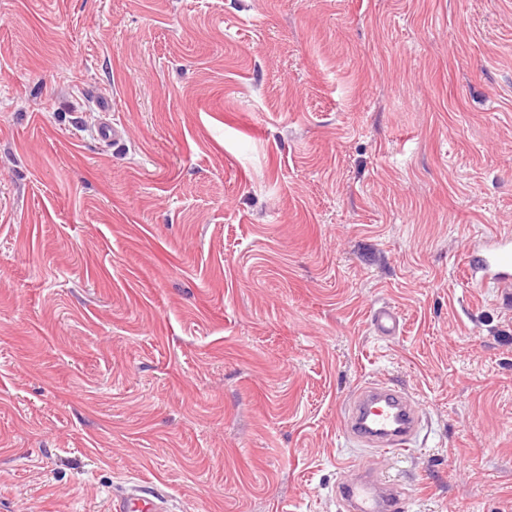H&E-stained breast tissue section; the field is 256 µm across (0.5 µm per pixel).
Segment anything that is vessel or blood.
<instances>
[{
	"label": "vessel or blood",
	"mask_w": 512,
	"mask_h": 512,
	"mask_svg": "<svg viewBox=\"0 0 512 512\" xmlns=\"http://www.w3.org/2000/svg\"><path fill=\"white\" fill-rule=\"evenodd\" d=\"M468 278L485 286L512 292V238L488 235L475 248L465 267ZM379 336L396 335L401 327L398 312L377 308L371 318ZM421 428L419 413L398 389L379 383L359 387L343 407V430L363 447L384 453L404 450ZM344 512H405L406 493L401 484L365 473L344 483L338 493ZM112 512H169L161 489L138 484L121 488L111 497Z\"/></svg>",
	"instance_id": "obj_1"
}]
</instances>
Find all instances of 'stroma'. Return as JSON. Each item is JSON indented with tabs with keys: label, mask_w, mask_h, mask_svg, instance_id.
I'll return each instance as SVG.
<instances>
[{
	"label": "stroma",
	"mask_w": 512,
	"mask_h": 512,
	"mask_svg": "<svg viewBox=\"0 0 512 512\" xmlns=\"http://www.w3.org/2000/svg\"><path fill=\"white\" fill-rule=\"evenodd\" d=\"M492 232L512 0H0V512H341L354 459L512 512ZM380 379L422 415L395 455L342 433ZM467 278L482 285L512 292V238L490 234L471 253L465 267ZM371 325L378 336H394L400 331V316L394 308L381 306L374 311ZM112 512H170L166 496L159 488L133 484L112 493Z\"/></svg>",
	"instance_id": "1"
}]
</instances>
